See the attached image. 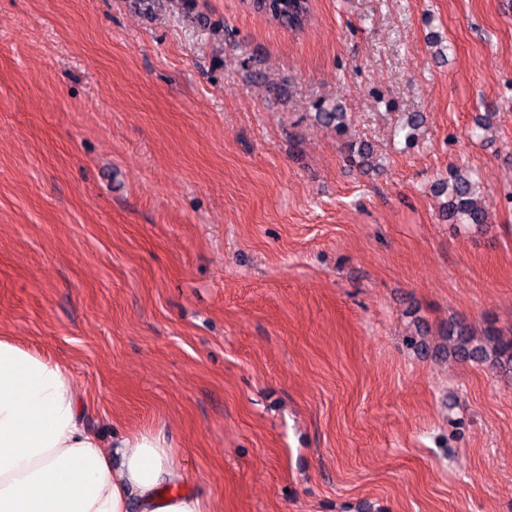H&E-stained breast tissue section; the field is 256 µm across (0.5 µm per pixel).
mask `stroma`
Masks as SVG:
<instances>
[{
  "mask_svg": "<svg viewBox=\"0 0 512 512\" xmlns=\"http://www.w3.org/2000/svg\"><path fill=\"white\" fill-rule=\"evenodd\" d=\"M457 319L512 331V0H0V334L104 442L162 432L215 512H512V379ZM310 0H243L248 9L269 23L290 31H301L311 19ZM341 111L335 105L328 107L327 105H321L316 112V117L326 126L331 127L336 134L342 136L346 132L347 124L345 122L347 112ZM477 187L470 173L457 168L449 169L448 176L442 177L434 186L437 193L447 194L446 217L449 213L450 217L463 224L476 227L486 225L488 214L474 200ZM453 353L463 359L485 364L496 373L512 376V336L492 332L483 339L471 334L464 323L448 327Z\"/></svg>",
  "mask_w": 512,
  "mask_h": 512,
  "instance_id": "stroma-1",
  "label": "stroma"
}]
</instances>
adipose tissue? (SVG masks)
<instances>
[{
	"label": "adipose tissue",
	"mask_w": 512,
	"mask_h": 512,
	"mask_svg": "<svg viewBox=\"0 0 512 512\" xmlns=\"http://www.w3.org/2000/svg\"><path fill=\"white\" fill-rule=\"evenodd\" d=\"M69 368L0 336V512H211L162 433L103 448Z\"/></svg>",
	"instance_id": "1"
}]
</instances>
